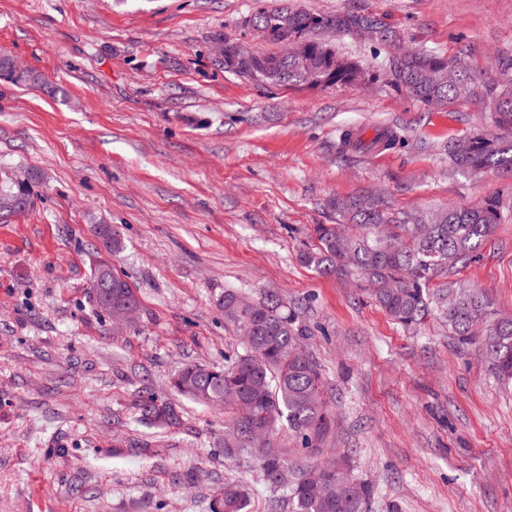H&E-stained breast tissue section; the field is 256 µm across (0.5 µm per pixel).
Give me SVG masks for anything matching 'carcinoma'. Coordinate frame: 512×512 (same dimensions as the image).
I'll use <instances>...</instances> for the list:
<instances>
[{
  "label": "carcinoma",
  "instance_id": "obj_1",
  "mask_svg": "<svg viewBox=\"0 0 512 512\" xmlns=\"http://www.w3.org/2000/svg\"><path fill=\"white\" fill-rule=\"evenodd\" d=\"M247 23L265 40L280 44L299 40L295 52L257 55L240 44L226 41L228 56L240 59L231 69L269 85L330 86L352 84L363 78L360 66L340 55L324 41L310 37L316 29L335 33L364 30L385 41L389 31L378 22L354 12L315 15L292 6L257 10ZM383 71L389 83L423 103H442L472 97L481 101L491 122L502 129L496 138L480 134L448 141V164L459 171L479 174L488 170L512 171V63H504L499 80L488 81L469 69L453 67L448 58L432 50H406L387 58ZM0 72L16 82L36 80L16 73L12 59L0 54ZM406 142L404 129L385 126L366 139L357 130H344L338 149L368 153L391 150ZM35 201L30 179H13L0 172V220L27 212ZM336 224H316L313 244L300 254L301 262L322 276L360 279L368 284L367 297L392 320L415 329L437 318L448 327L460 347L479 345L494 373L512 380V318L501 320L491 312L486 296L462 282H446L433 292V279L446 277L493 235L505 219L500 198L490 197L465 206L394 215L382 199L367 196L332 198ZM102 247L118 253L123 240L112 225L96 229ZM91 290L95 307H101L105 289L112 283V308L139 304L134 288L98 255L91 260ZM221 307L224 320L244 337V353L227 356L224 367L187 364L172 379L175 395L224 408V456L247 453L256 461L261 480L281 494L288 512H364L370 495L360 483L355 490L324 474L309 477L316 464L284 458L273 448L270 436L282 426L296 439L303 454H320L319 443L330 422L324 398L320 364L304 347L307 329L299 314L278 295L254 299L225 290ZM139 420L159 428L179 420L172 400L146 397L138 404ZM246 485L224 482L213 499L211 512H249Z\"/></svg>",
  "mask_w": 512,
  "mask_h": 512
}]
</instances>
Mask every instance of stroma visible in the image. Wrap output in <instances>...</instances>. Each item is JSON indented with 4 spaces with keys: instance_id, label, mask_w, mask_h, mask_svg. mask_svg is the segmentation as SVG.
<instances>
[{
    "instance_id": "stroma-1",
    "label": "stroma",
    "mask_w": 512,
    "mask_h": 512,
    "mask_svg": "<svg viewBox=\"0 0 512 512\" xmlns=\"http://www.w3.org/2000/svg\"><path fill=\"white\" fill-rule=\"evenodd\" d=\"M279 0H0V53L49 89L0 75V165L34 176L33 209L0 223V512H211L225 481L250 512H288L254 462L225 458L223 410L180 400L182 422L143 426L185 364L220 366L243 342L225 290L298 306L335 422L370 485L366 512H512V385L439 320L403 328L357 282L302 264L329 198L373 192L391 213L512 206V173L448 166L451 138L490 130L477 102L428 106L381 61L399 46L465 54L484 79L512 57V0H293L392 31L329 41L356 84L263 86L225 70L219 39L277 47L248 20ZM407 127L395 150L340 156L338 134ZM116 227L113 268L136 288L134 322L94 307L96 222ZM454 279L512 315V220Z\"/></svg>"
}]
</instances>
